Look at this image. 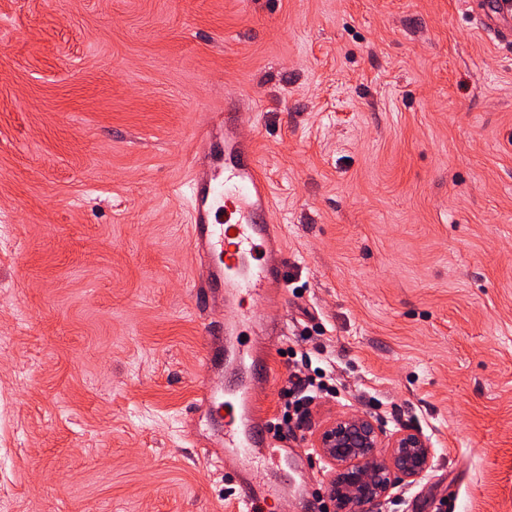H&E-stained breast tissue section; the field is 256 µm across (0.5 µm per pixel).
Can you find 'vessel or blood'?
<instances>
[{"mask_svg": "<svg viewBox=\"0 0 512 512\" xmlns=\"http://www.w3.org/2000/svg\"><path fill=\"white\" fill-rule=\"evenodd\" d=\"M477 11L482 30L512 43V0H483ZM235 121L232 112L209 116L194 143L186 182L188 234L202 278L196 302L207 309L236 308L246 288L263 302L287 286L273 191L253 144L236 136ZM203 365L196 393L208 413L192 433L205 456L237 460L235 512H272L292 491L253 472L256 462L290 459L287 440L275 439L263 406L271 374L258 353L240 350L232 320L212 329Z\"/></svg>", "mask_w": 512, "mask_h": 512, "instance_id": "b4317fda", "label": "vessel or blood"}]
</instances>
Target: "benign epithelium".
I'll return each instance as SVG.
<instances>
[{
	"instance_id": "benign-epithelium-1",
	"label": "benign epithelium",
	"mask_w": 512,
	"mask_h": 512,
	"mask_svg": "<svg viewBox=\"0 0 512 512\" xmlns=\"http://www.w3.org/2000/svg\"><path fill=\"white\" fill-rule=\"evenodd\" d=\"M311 448L332 473L329 512H373L400 486L423 478L434 459L432 443L421 430L389 429L367 412L336 414L313 436Z\"/></svg>"
}]
</instances>
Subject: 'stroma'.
I'll return each mask as SVG.
<instances>
[{
    "instance_id": "1",
    "label": "stroma",
    "mask_w": 512,
    "mask_h": 512,
    "mask_svg": "<svg viewBox=\"0 0 512 512\" xmlns=\"http://www.w3.org/2000/svg\"><path fill=\"white\" fill-rule=\"evenodd\" d=\"M477 0H0L1 512H226L186 420L223 312L192 299L190 142L243 115L288 292L271 414L328 361L340 411L435 450L382 512H512V45Z\"/></svg>"
}]
</instances>
